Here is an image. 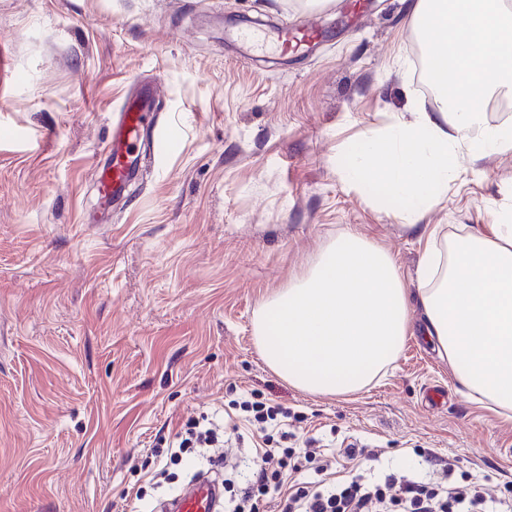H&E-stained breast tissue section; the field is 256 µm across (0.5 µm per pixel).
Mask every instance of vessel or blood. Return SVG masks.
Segmentation results:
<instances>
[{"mask_svg":"<svg viewBox=\"0 0 512 512\" xmlns=\"http://www.w3.org/2000/svg\"><path fill=\"white\" fill-rule=\"evenodd\" d=\"M319 36L318 27L299 31H281L278 39L282 46L299 50L309 46ZM154 95L153 85L141 88L138 95L127 102L112 123L110 155L97 170L98 205L110 209L127 184L137 173L136 138L139 132H156L157 145L167 142L165 135L156 131L157 121L151 113ZM221 493L214 483L202 479L186 492L176 495L171 503L172 512H215Z\"/></svg>","mask_w":512,"mask_h":512,"instance_id":"1","label":"vessel or blood"}]
</instances>
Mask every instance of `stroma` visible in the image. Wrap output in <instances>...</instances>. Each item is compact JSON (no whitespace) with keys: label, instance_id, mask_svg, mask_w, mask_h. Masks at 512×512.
<instances>
[{"label":"stroma","instance_id":"1","mask_svg":"<svg viewBox=\"0 0 512 512\" xmlns=\"http://www.w3.org/2000/svg\"><path fill=\"white\" fill-rule=\"evenodd\" d=\"M409 0H0V512H128L186 473L247 451L169 464L184 424L258 391L298 415L297 444H352L358 471L432 472L512 499V418L463 394L448 362L408 337L365 390L315 395L262 360L253 317L337 235L383 245L407 282L421 246L398 202L349 184L348 145L433 112L413 60ZM315 24L305 53L257 51L234 18ZM172 144L151 153L108 218L94 172L140 83ZM512 215V153L460 155L425 217L440 231Z\"/></svg>","mask_w":512,"mask_h":512}]
</instances>
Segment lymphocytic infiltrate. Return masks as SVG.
Wrapping results in <instances>:
<instances>
[{
  "mask_svg": "<svg viewBox=\"0 0 512 512\" xmlns=\"http://www.w3.org/2000/svg\"><path fill=\"white\" fill-rule=\"evenodd\" d=\"M233 406L242 414L257 443L250 450L251 476L245 486L224 497V512H260L271 504L277 512H369L376 506L400 512H472L467 491L451 483L453 468L444 463L436 481L415 474L390 473L373 481L359 477L326 484L328 467L307 449L288 447L291 417L286 407L243 395ZM311 466L312 479L297 475Z\"/></svg>",
  "mask_w": 512,
  "mask_h": 512,
  "instance_id": "lymphocytic-infiltrate-1",
  "label": "lymphocytic infiltrate"
}]
</instances>
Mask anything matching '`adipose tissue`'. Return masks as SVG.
I'll use <instances>...</instances> for the list:
<instances>
[{"mask_svg":"<svg viewBox=\"0 0 512 512\" xmlns=\"http://www.w3.org/2000/svg\"><path fill=\"white\" fill-rule=\"evenodd\" d=\"M409 8L438 110L352 143L346 157L353 188L399 201L416 223L447 191L458 148L473 159L512 152V125L482 120L487 98L512 92V0H411ZM417 332L467 394L512 412V221L449 239L429 232L413 288L388 250L342 233L303 276L269 295L253 321L266 365L316 394L363 390Z\"/></svg>","mask_w":512,"mask_h":512,"instance_id":"1","label":"adipose tissue"}]
</instances>
